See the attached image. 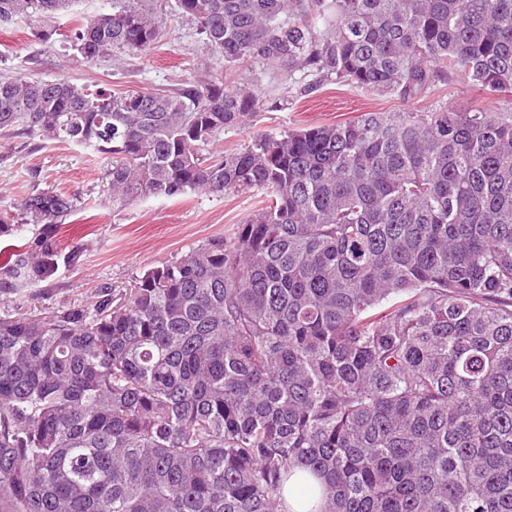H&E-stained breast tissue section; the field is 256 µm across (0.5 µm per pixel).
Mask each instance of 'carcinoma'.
I'll return each instance as SVG.
<instances>
[{
	"label": "carcinoma",
	"instance_id": "1",
	"mask_svg": "<svg viewBox=\"0 0 512 512\" xmlns=\"http://www.w3.org/2000/svg\"><path fill=\"white\" fill-rule=\"evenodd\" d=\"M112 0L91 63L191 17L224 63L172 90L0 74V131L93 149L126 206L268 194L128 299L0 315V512H512V113L367 112L204 154L264 105L247 64L403 102L512 96V0ZM72 0H0L46 18ZM53 189L0 217V302L82 252ZM25 225L34 227L21 235Z\"/></svg>",
	"mask_w": 512,
	"mask_h": 512
}]
</instances>
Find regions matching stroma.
<instances>
[{"instance_id": "35a3bbf8", "label": "stroma", "mask_w": 512, "mask_h": 512, "mask_svg": "<svg viewBox=\"0 0 512 512\" xmlns=\"http://www.w3.org/2000/svg\"><path fill=\"white\" fill-rule=\"evenodd\" d=\"M111 8L112 0H73L68 12L43 21L60 31L50 47L34 41L31 21L0 26V73L153 91L177 88L206 67L222 69V61L208 54L195 35L193 21L178 14L167 16L160 41L143 55L115 53L89 64L66 50L65 32ZM241 74L256 80L266 96H283L287 103L279 110L260 107L245 126L217 135L210 152L243 148L257 134L343 123L365 112L424 111L439 101L459 111L512 112V98L486 93L457 75L437 85L429 97L404 103L331 81L311 90L307 78L301 77L285 88L256 68H243ZM104 167L95 152L72 143L0 134V215L16 213L20 202L37 190L53 188L76 197L81 208L66 218L58 243L64 252L76 246L83 250L81 265L60 267L52 280L0 303V314L35 316L49 308L88 304L104 287L130 293L145 270L175 260L211 237H233L239 225L267 202L260 191L224 196L191 192L174 198L147 197L118 208L101 190Z\"/></svg>"}]
</instances>
